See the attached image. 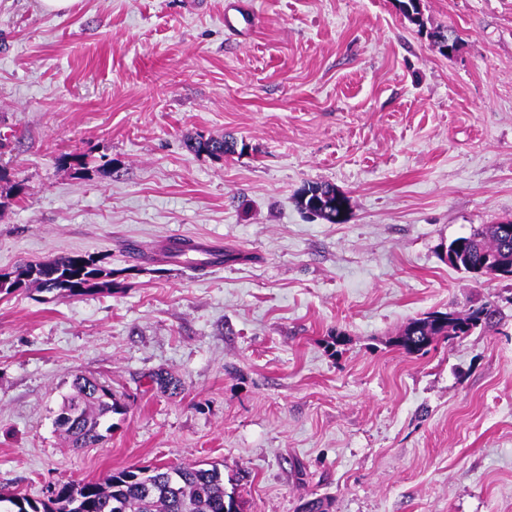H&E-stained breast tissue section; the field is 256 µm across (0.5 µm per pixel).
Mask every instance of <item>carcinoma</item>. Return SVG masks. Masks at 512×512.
<instances>
[{"label": "carcinoma", "mask_w": 512, "mask_h": 512, "mask_svg": "<svg viewBox=\"0 0 512 512\" xmlns=\"http://www.w3.org/2000/svg\"><path fill=\"white\" fill-rule=\"evenodd\" d=\"M236 147L237 141L225 136L196 145L218 159L235 153ZM296 203L300 209L330 224L340 223L338 217L349 207L348 198L328 183L305 185L298 192ZM448 250L455 254L452 266L459 270L484 276L488 269L495 268L504 278L512 276V233L505 232L501 224L456 238ZM113 275L103 259L71 253L14 270H0V293L11 294L34 286L40 292H54L63 299L110 294L116 286ZM493 316L494 310L485 304L465 314L429 312L414 319L394 343L406 354L417 355L436 337L465 336L490 322ZM126 411L127 406L112 394V389L77 374L55 425L71 447L85 448L99 444L112 431V415ZM115 502L123 506V512H240L235 492L226 490L224 472L215 465L116 470L101 480L61 484L45 500L0 494V504H9L4 512H114Z\"/></svg>", "instance_id": "cac0c4a2"}]
</instances>
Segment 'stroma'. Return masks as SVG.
Returning <instances> with one entry per match:
<instances>
[{
    "label": "stroma",
    "mask_w": 512,
    "mask_h": 512,
    "mask_svg": "<svg viewBox=\"0 0 512 512\" xmlns=\"http://www.w3.org/2000/svg\"><path fill=\"white\" fill-rule=\"evenodd\" d=\"M233 2L0 0V168L24 185L0 270L77 251L117 284L0 294V489L216 463L243 512H512V280L448 262L512 218V0H421L419 26L396 0H251L241 39ZM227 134L234 155L192 148ZM316 182L346 223L298 208ZM174 232L237 259L156 260ZM483 304L470 336L390 343ZM77 373L127 412L76 451L54 418Z\"/></svg>",
    "instance_id": "obj_1"
}]
</instances>
